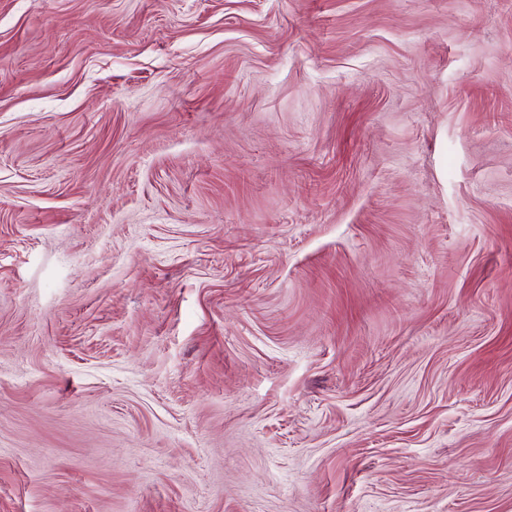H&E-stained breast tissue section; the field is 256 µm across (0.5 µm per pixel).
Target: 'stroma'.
I'll return each instance as SVG.
<instances>
[{
    "label": "stroma",
    "mask_w": 512,
    "mask_h": 512,
    "mask_svg": "<svg viewBox=\"0 0 512 512\" xmlns=\"http://www.w3.org/2000/svg\"><path fill=\"white\" fill-rule=\"evenodd\" d=\"M0 512H512V0H0Z\"/></svg>",
    "instance_id": "obj_1"
}]
</instances>
